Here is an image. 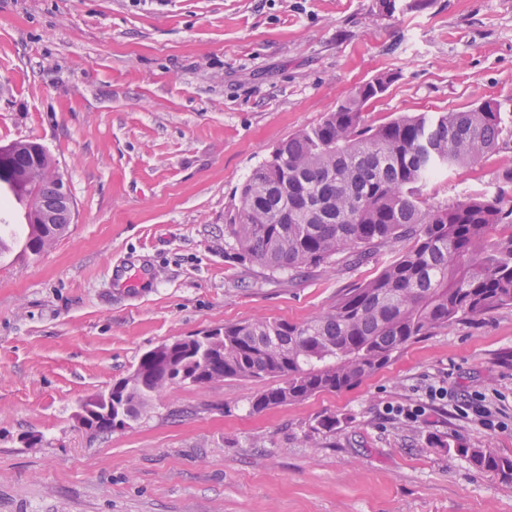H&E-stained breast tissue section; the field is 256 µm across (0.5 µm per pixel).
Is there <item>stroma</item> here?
Segmentation results:
<instances>
[{"label":"stroma","mask_w":512,"mask_h":512,"mask_svg":"<svg viewBox=\"0 0 512 512\" xmlns=\"http://www.w3.org/2000/svg\"><path fill=\"white\" fill-rule=\"evenodd\" d=\"M0 0V146L41 144L75 205L56 243L0 258V512H512V306L421 337L360 384L256 413L257 381L177 384L93 435L80 403L145 352L229 323L302 322L394 252L271 274L224 234L236 191L354 89L403 115L493 100L512 125V0ZM512 144L437 176L431 202L492 190ZM137 284L120 285L126 267ZM447 389L430 401L427 386ZM486 400L496 431L465 418ZM419 406L417 421L395 415ZM335 429L320 437L318 421ZM460 456L466 457L477 468L512 481V459L502 458L481 448H468L461 444L454 448Z\"/></svg>","instance_id":"stroma-1"}]
</instances>
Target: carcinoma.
<instances>
[{"instance_id": "cac0c4a2", "label": "carcinoma", "mask_w": 512, "mask_h": 512, "mask_svg": "<svg viewBox=\"0 0 512 512\" xmlns=\"http://www.w3.org/2000/svg\"><path fill=\"white\" fill-rule=\"evenodd\" d=\"M398 77L382 73L315 126L281 142L239 188L224 235L242 261L271 273L301 272L333 258L362 261L409 240L410 247L370 281L344 292L304 322L255 318L226 324L170 353L145 352L131 375L112 385V418L85 429L110 433L135 421L172 382L203 386L228 379L265 381L254 412L349 389L422 336L512 305V167L496 174L495 195L470 190L431 204L430 178L479 165L512 138L501 106L367 120L369 103ZM16 182L8 192L43 211L60 209V176L43 146H3ZM65 224L0 225V256L17 243L33 256ZM477 468L512 481V459L456 446Z\"/></svg>"}]
</instances>
